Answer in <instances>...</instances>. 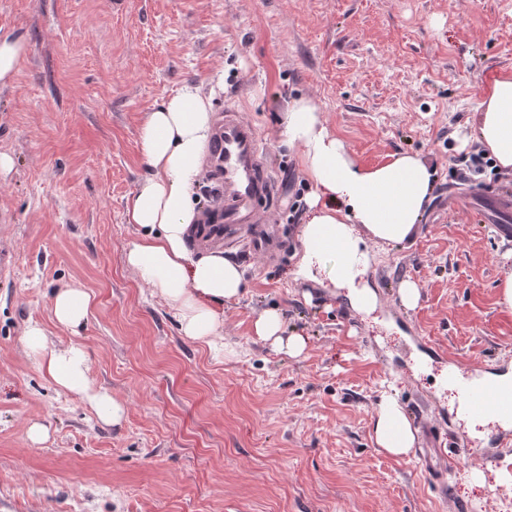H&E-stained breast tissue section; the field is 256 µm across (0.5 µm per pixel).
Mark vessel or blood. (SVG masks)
<instances>
[{"mask_svg": "<svg viewBox=\"0 0 512 512\" xmlns=\"http://www.w3.org/2000/svg\"><path fill=\"white\" fill-rule=\"evenodd\" d=\"M206 183L213 186V209L201 227L202 244L219 245L246 238L258 249L273 252L278 241L273 231L261 227L260 215L273 200L275 180L265 169L253 126L233 109H225L215 124L208 146ZM461 361L448 367V381L455 385L461 401L460 411L469 416L512 415V389L478 388L463 375ZM423 442L416 455L426 473L440 489H447L446 476L458 457L469 451L464 438H457L455 451H448L440 441V427L422 420Z\"/></svg>", "mask_w": 512, "mask_h": 512, "instance_id": "1", "label": "vessel or blood"}]
</instances>
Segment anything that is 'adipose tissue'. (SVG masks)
Masks as SVG:
<instances>
[{"mask_svg":"<svg viewBox=\"0 0 512 512\" xmlns=\"http://www.w3.org/2000/svg\"><path fill=\"white\" fill-rule=\"evenodd\" d=\"M28 48L25 36L0 28V87L14 84ZM477 115V142L500 167L512 171V73L496 78L481 94ZM213 128L210 98L190 85L148 113L139 141L151 174L127 205L128 221L140 232L127 250L126 262L174 311L182 336L220 355L224 320L219 307L241 296L243 274L223 250L196 255L190 249L200 219L190 191L200 176ZM283 135L300 149L314 184L309 216L300 232L304 254L297 273L314 276L326 257H336L335 284L349 289L355 309L370 310L375 295L362 281L370 248L408 237L430 200L434 172L410 154L376 167L361 166L329 132L317 102L305 96L291 100ZM92 308L93 297L82 287L67 286L53 294L52 316L58 326L77 329ZM22 344L56 388L80 396L104 423L120 424L124 408L92 382L81 345L55 347L37 321L27 325ZM373 430L377 444L388 453L406 454L413 444L394 398L380 403Z\"/></svg>","mask_w":512,"mask_h":512,"instance_id":"adipose-tissue-1","label":"adipose tissue"}]
</instances>
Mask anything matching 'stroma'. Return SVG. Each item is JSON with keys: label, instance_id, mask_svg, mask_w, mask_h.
<instances>
[{"label": "stroma", "instance_id": "stroma-1", "mask_svg": "<svg viewBox=\"0 0 512 512\" xmlns=\"http://www.w3.org/2000/svg\"><path fill=\"white\" fill-rule=\"evenodd\" d=\"M0 27L29 39L0 88V152L14 159L0 173V512H448L414 454L377 445L373 420L383 396L407 413L427 395L449 433L467 434L441 381L449 360L512 373L499 304L512 211L488 201L512 172L474 173L471 137L482 90L512 72V0H0ZM187 85L213 94L214 112L244 113L277 184L266 217L282 253L232 254L245 292L224 306L220 358L181 336L125 261L127 204L150 173L140 128ZM299 95L359 164L411 153L435 171L410 235L370 257L368 314L332 287L334 263L296 274L313 184L282 130ZM74 282L95 305L72 331L53 325L51 298ZM269 308L300 354L256 336ZM31 320L56 346L85 347L120 424L43 377L22 346ZM448 480L512 512V483L476 454Z\"/></svg>", "mask_w": 512, "mask_h": 512}]
</instances>
